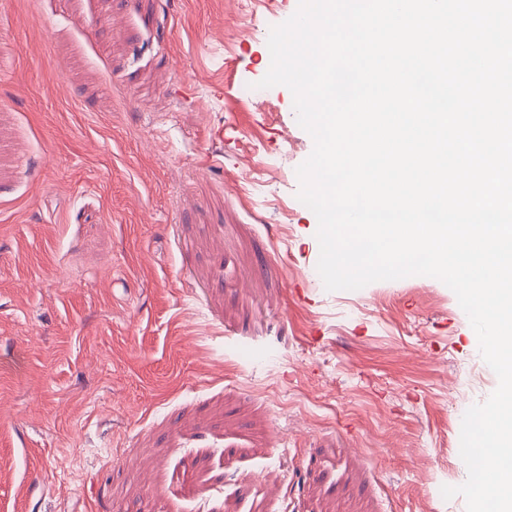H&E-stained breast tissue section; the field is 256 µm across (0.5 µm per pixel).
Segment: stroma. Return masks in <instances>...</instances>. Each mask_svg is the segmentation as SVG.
<instances>
[{
	"label": "stroma",
	"instance_id": "1",
	"mask_svg": "<svg viewBox=\"0 0 512 512\" xmlns=\"http://www.w3.org/2000/svg\"><path fill=\"white\" fill-rule=\"evenodd\" d=\"M299 0H0L9 512H466L498 379L454 292L311 289Z\"/></svg>",
	"mask_w": 512,
	"mask_h": 512
}]
</instances>
